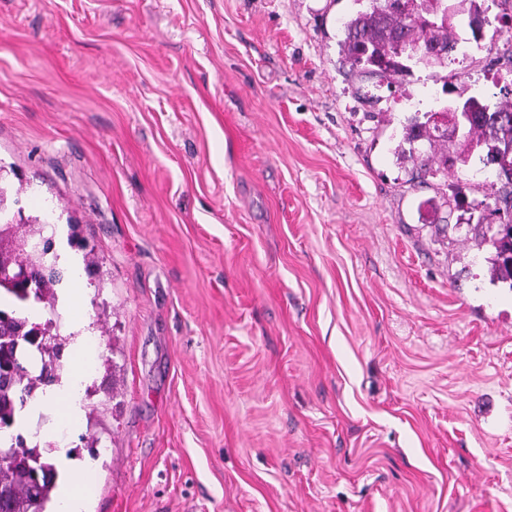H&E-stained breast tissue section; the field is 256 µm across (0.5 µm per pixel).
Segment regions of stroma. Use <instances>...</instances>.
I'll use <instances>...</instances> for the list:
<instances>
[{"mask_svg":"<svg viewBox=\"0 0 512 512\" xmlns=\"http://www.w3.org/2000/svg\"><path fill=\"white\" fill-rule=\"evenodd\" d=\"M358 0H0V185L72 217L101 358L83 512H512V286L392 149L512 83L497 7L373 88Z\"/></svg>","mask_w":512,"mask_h":512,"instance_id":"1","label":"stroma"}]
</instances>
